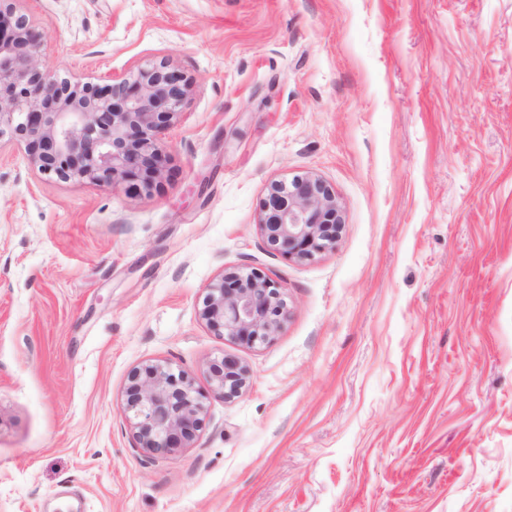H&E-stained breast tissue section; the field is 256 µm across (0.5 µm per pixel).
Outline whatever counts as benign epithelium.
I'll return each instance as SVG.
<instances>
[{"label":"benign epithelium","mask_w":512,"mask_h":512,"mask_svg":"<svg viewBox=\"0 0 512 512\" xmlns=\"http://www.w3.org/2000/svg\"><path fill=\"white\" fill-rule=\"evenodd\" d=\"M15 2L0 0V139L23 147L40 173L60 182L150 192L165 176L163 135L178 120L190 81L162 62L118 83L46 70L41 35ZM342 224L335 192L313 174L271 184L258 222L268 249L297 260L333 249ZM287 314L279 285L251 266L224 271L205 288L200 310L212 331L248 345L270 340ZM207 374L211 391L226 401L250 380L247 366L226 356L211 360ZM204 398L193 379L168 365L133 369L125 412L135 419L139 447L156 456L190 447L204 425Z\"/></svg>","instance_id":"7a95c632"}]
</instances>
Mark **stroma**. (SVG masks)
I'll list each match as a JSON object with an SVG mask.
<instances>
[{
	"instance_id": "1",
	"label": "stroma",
	"mask_w": 512,
	"mask_h": 512,
	"mask_svg": "<svg viewBox=\"0 0 512 512\" xmlns=\"http://www.w3.org/2000/svg\"><path fill=\"white\" fill-rule=\"evenodd\" d=\"M41 63L160 61L192 90L151 193L74 187L0 142V512H512V0H18ZM344 213L268 251L271 183ZM251 265L288 317L199 315ZM232 356L243 393L210 394ZM205 391L192 447L138 448L132 369ZM342 224L335 192L313 174L271 184L258 222L268 249L297 260H312L333 249ZM287 314L279 285L251 266L224 271L205 289L200 310L212 331L248 345L270 340ZM207 374L211 391L226 401L239 396L250 380L247 366L237 358L226 356L211 360Z\"/></svg>"
}]
</instances>
